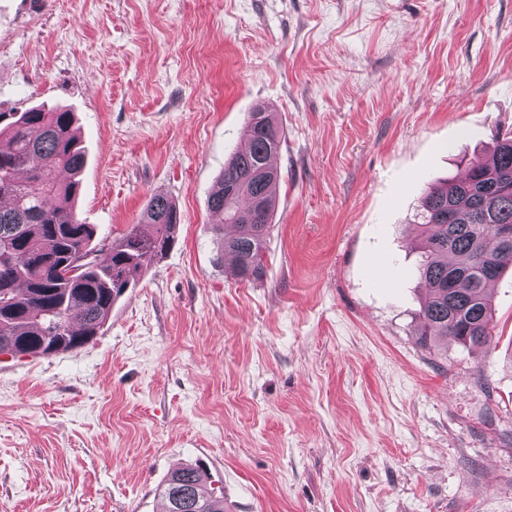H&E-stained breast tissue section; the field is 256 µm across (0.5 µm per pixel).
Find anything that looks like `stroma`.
<instances>
[{
	"instance_id": "35a3bbf8",
	"label": "stroma",
	"mask_w": 512,
	"mask_h": 512,
	"mask_svg": "<svg viewBox=\"0 0 512 512\" xmlns=\"http://www.w3.org/2000/svg\"><path fill=\"white\" fill-rule=\"evenodd\" d=\"M75 114L105 244L156 193L176 245L89 344L0 354V512H512V271L490 348L419 346L416 213L512 130V0H0V112ZM283 137L264 273L208 193L256 105ZM182 489L197 504L194 512H224V495L211 487L208 474L200 467H182L167 476L157 492L160 512H180L174 492Z\"/></svg>"
}]
</instances>
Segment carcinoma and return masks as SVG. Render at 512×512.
I'll use <instances>...</instances> for the list:
<instances>
[{
	"instance_id": "cac0c4a2",
	"label": "carcinoma",
	"mask_w": 512,
	"mask_h": 512,
	"mask_svg": "<svg viewBox=\"0 0 512 512\" xmlns=\"http://www.w3.org/2000/svg\"><path fill=\"white\" fill-rule=\"evenodd\" d=\"M242 138L209 193L208 207L218 218L216 261L230 257L240 279L257 280L280 180L276 115L255 108ZM84 161L72 112L44 106L0 112V354L47 356L88 344L114 302L177 241L180 211L156 194L141 223L108 244L106 262L92 257L94 227L73 206ZM418 216L417 275L428 285L418 311V344L430 349L450 338L488 345L493 305L487 288L512 264V241L499 236L501 226H512V135H498L491 160L431 188ZM226 224L233 234L224 233ZM487 266L496 273L486 274ZM177 490L197 504L194 512H224V495L200 467L167 476L158 489L161 512H179Z\"/></svg>"
}]
</instances>
